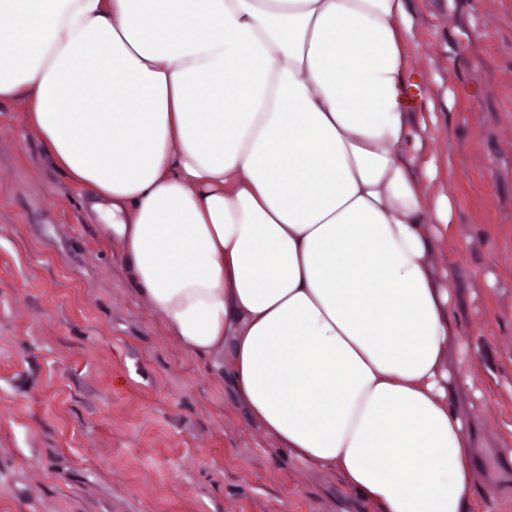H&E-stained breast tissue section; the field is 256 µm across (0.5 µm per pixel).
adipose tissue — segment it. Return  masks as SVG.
Wrapping results in <instances>:
<instances>
[{"instance_id":"obj_1","label":"adipose tissue","mask_w":512,"mask_h":512,"mask_svg":"<svg viewBox=\"0 0 512 512\" xmlns=\"http://www.w3.org/2000/svg\"><path fill=\"white\" fill-rule=\"evenodd\" d=\"M408 0H0V101L251 423L376 512H469Z\"/></svg>"}]
</instances>
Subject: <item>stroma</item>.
I'll return each mask as SVG.
<instances>
[{
  "label": "stroma",
  "mask_w": 512,
  "mask_h": 512,
  "mask_svg": "<svg viewBox=\"0 0 512 512\" xmlns=\"http://www.w3.org/2000/svg\"><path fill=\"white\" fill-rule=\"evenodd\" d=\"M409 66L437 123L423 155L451 203L474 391L472 512H512V0H410ZM22 100L0 103V512H373L248 422L213 359L132 289L123 246L52 163Z\"/></svg>",
  "instance_id": "obj_1"
}]
</instances>
